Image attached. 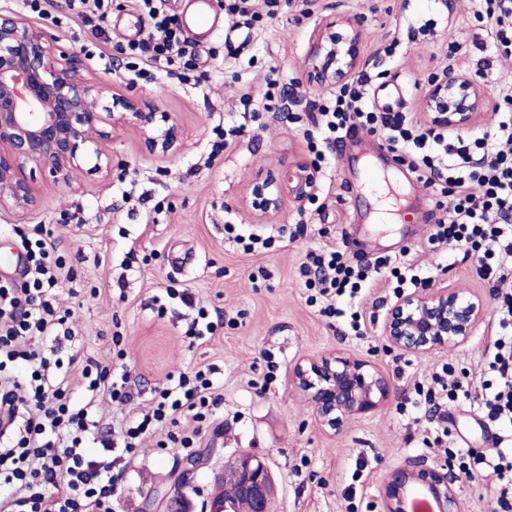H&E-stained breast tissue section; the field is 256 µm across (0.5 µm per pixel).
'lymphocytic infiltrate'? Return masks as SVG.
<instances>
[{"label":"lymphocytic infiltrate","mask_w":512,"mask_h":512,"mask_svg":"<svg viewBox=\"0 0 512 512\" xmlns=\"http://www.w3.org/2000/svg\"><path fill=\"white\" fill-rule=\"evenodd\" d=\"M148 30L128 42L127 55L167 77L184 82L196 67L197 53L181 28L169 0H136ZM368 74L315 102L318 126L326 144L359 126L380 129L391 151L410 159L427 187L441 200L433 243L465 245L480 274H512V87L507 111L495 133L479 137L450 136L409 122L400 112L374 111L368 100ZM451 204H444V195ZM24 251L21 284L0 280V410L7 424L0 429V512H112L118 477L107 459L122 447L133 454L144 436L161 434L160 448L190 450L193 435L179 432L180 419L208 422L220 404L214 367L167 375L166 383L132 419L119 427L118 440L104 434L91 402L97 397L130 401L126 371L82 359L69 349L75 339L71 311L60 309L62 263L53 241L42 233L20 234ZM311 302L321 315L346 320L355 335L366 329L362 303L377 277L393 278L394 294L425 285L422 269L401 256L384 255L366 264L352 263L334 247L308 251L300 266ZM194 305L189 292L167 290L150 306L165 312L163 297ZM185 332L190 342L211 339L218 324L206 308L195 307ZM495 317L498 338L484 361L489 378L481 389V405L489 421L512 425V293L502 296ZM416 408L437 414L441 402L467 400V382L448 364L433 367L416 384ZM468 480L512 482V448L495 455L471 454L460 463ZM66 493H58V486Z\"/></svg>","instance_id":"f902f5d3"}]
</instances>
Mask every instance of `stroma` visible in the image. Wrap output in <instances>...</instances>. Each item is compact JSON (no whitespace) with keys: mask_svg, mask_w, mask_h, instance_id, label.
I'll return each mask as SVG.
<instances>
[{"mask_svg":"<svg viewBox=\"0 0 512 512\" xmlns=\"http://www.w3.org/2000/svg\"><path fill=\"white\" fill-rule=\"evenodd\" d=\"M478 8L477 0H279L275 15L256 23L246 45L225 47L219 34L199 47V69L206 78L196 85L130 70L119 47L147 31L133 0H112L105 42L92 38L82 24L48 25L21 0H0V11L47 28L60 47H75L81 78L135 94L178 122L181 148L175 154L150 153L139 131L128 127L103 145L112 156L110 177L81 170L67 187L36 179L32 211H0V258L17 254V227L42 229L56 242L65 278L58 302L72 312L74 351L124 368L130 376L128 405L102 400V430L136 412L168 373L216 366L222 402L195 443L213 454L187 490L189 512H202L214 493V471L244 451L263 458L273 472V512H382L378 486L391 468L415 459L444 464V450L423 442L431 425L410 407L414 385L429 367L448 363L466 369L472 388H479L486 378L483 354L493 347L494 316H487L464 345L402 354L391 350L383 335L395 300L386 278L376 281L364 306L366 333L357 337L308 304L300 264L307 250L324 246H341L361 264L406 249L420 264L444 265L432 287L479 295L491 309L499 293L512 290V281L480 277L466 247L429 251L433 226L425 200L430 189L406 161L385 150L379 131L366 127L359 142H344L341 150L327 154L315 200L301 206L285 202L276 219L261 224L244 201L268 171L309 158L307 141L320 135L312 105L326 90L307 84L303 61L315 27L324 22L361 19L360 70L391 111L422 119L420 102L429 77L452 68L478 77L489 104L475 128L492 126L500 91L512 84V58L497 54L489 28L475 15ZM441 10L450 33L410 38L411 19H433ZM245 96L250 106H243ZM247 109L252 117H244ZM290 112L299 114V122H288ZM240 124L244 133L205 166L216 129ZM371 151L382 152L385 167L403 174L410 187L404 194L388 183L376 193L378 199L393 200L392 224L367 221L372 206L357 168ZM131 189L144 194V201L125 202L122 194ZM228 221L267 234L300 224L304 232L247 254L229 240ZM169 287L187 289L196 303L220 311L223 328L206 342L189 343L185 331L192 309L178 305L160 317L146 306ZM334 351L375 366L390 379L392 393L376 413L351 419L333 434L317 424L291 372L302 357ZM270 358L278 364L277 380L267 386L263 378ZM442 412L453 448L489 453L494 435L505 431L483 418L473 402H448ZM156 441L148 436L133 458H120L124 481L116 512H145L149 494L172 487L187 454L158 449Z\"/></svg>","mask_w":512,"mask_h":512,"instance_id":"obj_1","label":"stroma"}]
</instances>
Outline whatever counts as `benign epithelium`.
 Listing matches in <instances>:
<instances>
[{
    "mask_svg": "<svg viewBox=\"0 0 512 512\" xmlns=\"http://www.w3.org/2000/svg\"><path fill=\"white\" fill-rule=\"evenodd\" d=\"M362 23L346 21L342 31L332 21L315 29L305 62L308 84L335 86L346 82L361 63ZM65 50L41 28L16 14H0V210L26 212L36 206L33 174L68 185L72 173L94 161L91 172H112V158L98 141L118 127H135L152 153L180 147L177 123L166 112L145 107L134 95L109 92L104 84L83 81ZM487 107L476 77L451 68L429 81L421 109L431 127L450 133L473 128ZM319 172L306 160L270 172L254 184L246 206L259 222L275 219L284 197L302 204L315 197ZM487 308L476 296L446 288H419L397 298L384 320L389 347L424 355L469 341L485 321ZM293 384L311 405L316 420L336 433L352 419L378 410L388 399L390 380L367 361L326 353L301 358L293 368ZM208 457L186 459L179 476L191 482ZM240 494L252 512H270L274 484L267 463L246 453L235 458ZM384 512H414L416 500L433 501L434 512H464L447 469L409 461L390 469L379 486Z\"/></svg>",
    "mask_w": 512,
    "mask_h": 512,
    "instance_id": "7a95c632",
    "label": "benign epithelium"
}]
</instances>
